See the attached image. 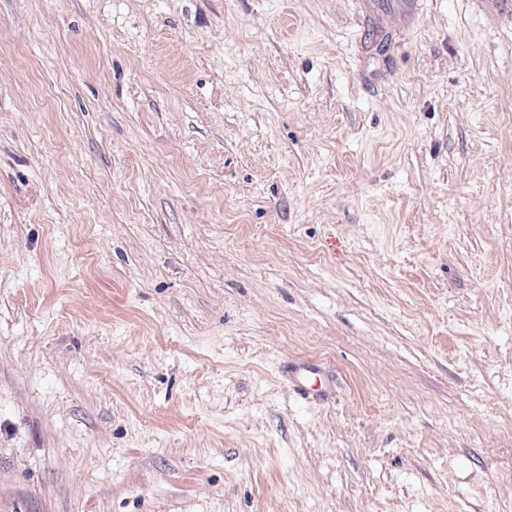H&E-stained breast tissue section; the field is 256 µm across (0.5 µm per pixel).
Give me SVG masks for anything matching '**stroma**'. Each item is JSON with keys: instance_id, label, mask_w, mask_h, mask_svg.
Returning a JSON list of instances; mask_svg holds the SVG:
<instances>
[{"instance_id": "obj_1", "label": "stroma", "mask_w": 512, "mask_h": 512, "mask_svg": "<svg viewBox=\"0 0 512 512\" xmlns=\"http://www.w3.org/2000/svg\"><path fill=\"white\" fill-rule=\"evenodd\" d=\"M0 0V512H512V6Z\"/></svg>"}]
</instances>
